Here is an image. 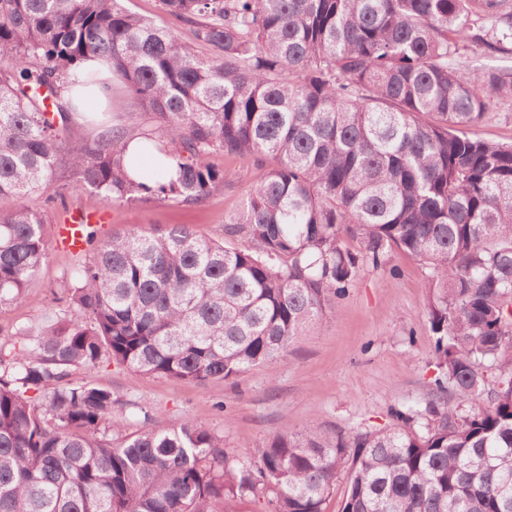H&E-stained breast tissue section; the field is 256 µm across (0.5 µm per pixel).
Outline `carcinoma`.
<instances>
[{
	"label": "carcinoma",
	"mask_w": 512,
	"mask_h": 512,
	"mask_svg": "<svg viewBox=\"0 0 512 512\" xmlns=\"http://www.w3.org/2000/svg\"><path fill=\"white\" fill-rule=\"evenodd\" d=\"M128 2L0 0V306L46 257L52 225L22 199L60 156L119 204L206 203L232 177L216 153L259 172L222 238L100 240L63 309L0 341V512H325L342 474L341 512H512V145L477 133L512 102V0H160L190 42ZM94 60L149 121L78 133L87 90L112 101ZM134 140L175 174L134 179ZM395 249L429 270L438 374L384 430L285 427L240 460L194 421L145 410L127 433L111 389L71 379L234 380L284 359L362 268L397 275Z\"/></svg>",
	"instance_id": "obj_1"
}]
</instances>
